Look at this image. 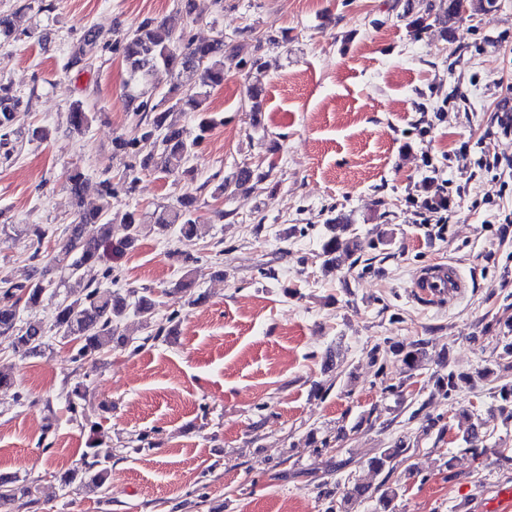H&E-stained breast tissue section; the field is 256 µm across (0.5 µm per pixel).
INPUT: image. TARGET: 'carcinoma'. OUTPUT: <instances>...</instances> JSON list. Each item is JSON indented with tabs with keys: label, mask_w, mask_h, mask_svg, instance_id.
Masks as SVG:
<instances>
[{
	"label": "carcinoma",
	"mask_w": 512,
	"mask_h": 512,
	"mask_svg": "<svg viewBox=\"0 0 512 512\" xmlns=\"http://www.w3.org/2000/svg\"><path fill=\"white\" fill-rule=\"evenodd\" d=\"M164 25L155 24L152 19L142 21L136 30L119 42V50L129 71V85L135 88L146 81L160 66L178 74L192 73L198 76V90L182 95L178 86H173L165 97L167 107L160 104L149 106L142 102L136 111L145 113L144 121L136 125L137 134L131 138L121 137L115 142L117 150L137 153L142 152L151 141L155 130L164 132L160 160H155L153 152L145 154L140 162L144 169L150 165L160 164L161 170L169 174L191 176L195 172L191 162L195 148L214 120L202 108L210 89L224 83V36L210 41H195L182 34L177 44H172L169 36L162 33ZM28 36L18 29L11 17H0V42L18 41ZM26 110L24 101L16 95L10 86L0 84V129L7 130L18 120L19 113ZM195 112L198 118V134L189 138L183 128L179 127L173 115L176 112ZM91 117L82 102L73 104L70 111V125L80 132L88 127ZM272 169L260 170L244 166L234 176V185L242 187L254 178L266 179ZM116 189L108 179L102 181L100 202L88 210H78L74 224L69 229L66 239L59 243V249L52 256L53 265L67 274L70 279H78L82 267L101 261V248L110 236L112 226V198ZM195 200L182 198L178 204L156 214V221L162 230L178 224L184 236L192 234L196 224ZM126 235L121 247L128 248L138 236L137 215L126 213L122 218ZM339 241L336 235L323 240L320 256L322 266H336V252ZM0 288L8 295H22L24 305L35 306L47 295V285L42 279H35L27 284H19L4 277L0 278ZM128 303L124 298L112 296L102 285H85L79 290H71L55 303L52 326L45 327L36 321L20 323L17 306L0 307V333L14 336L17 352L27 355L40 350L47 344V333L69 339L78 344L75 359L80 365L90 364L96 368V356L109 350L115 341L118 324L125 316ZM468 380L463 374L448 371V376L436 382L438 391L451 394L459 389L460 383ZM408 450L405 441H398L393 447L383 449L379 455L368 461L369 469L381 472L394 470L393 463ZM112 453L105 442V433L97 422L88 424L86 448L80 459V465L63 473L59 481L64 488L76 486L88 492H102L109 481ZM378 496L383 509H388L397 497V489L387 486L373 488L369 484L355 482L345 488L340 499V508H345L357 501ZM21 503L29 509L39 505L33 486L27 483L17 484L13 481H0V509Z\"/></svg>",
	"instance_id": "1"
}]
</instances>
